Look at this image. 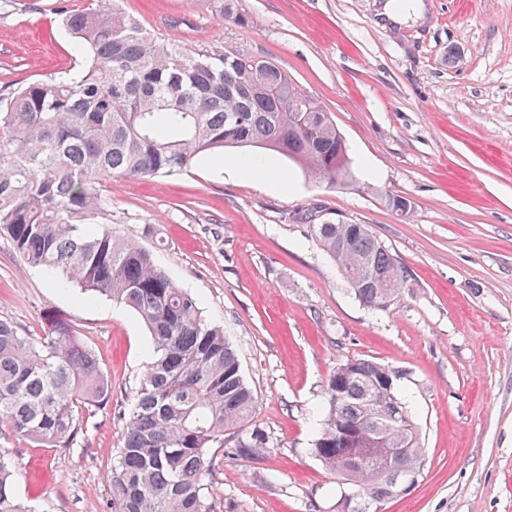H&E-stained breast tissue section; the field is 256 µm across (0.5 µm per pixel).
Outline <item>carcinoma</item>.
<instances>
[{
  "label": "carcinoma",
  "mask_w": 512,
  "mask_h": 512,
  "mask_svg": "<svg viewBox=\"0 0 512 512\" xmlns=\"http://www.w3.org/2000/svg\"><path fill=\"white\" fill-rule=\"evenodd\" d=\"M238 0H207L240 23ZM87 65L36 80L0 100V231L15 253L57 284L106 296L135 311L151 358L124 417L109 476L107 512H223L209 487L210 449L234 436V455L266 445L253 431L257 408L233 344L202 316L152 251L109 229L81 226L104 210L99 187L113 177L168 176L201 154L240 148L262 167L283 156L312 177L345 187V141L329 113L274 64L215 45L165 42L125 14L117 0L62 12ZM355 298L387 308L406 267L367 224H313ZM372 359L340 365L324 389L313 452L352 492L346 512L394 497L401 472L424 467L425 448L408 405L391 415L388 377ZM109 395L96 354L73 327L53 322L38 338L0 319V428L47 448H67ZM342 429L355 431L346 446ZM0 512H38L15 492V464L0 448Z\"/></svg>",
  "instance_id": "carcinoma-1"
}]
</instances>
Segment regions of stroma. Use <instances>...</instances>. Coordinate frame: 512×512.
Returning a JSON list of instances; mask_svg holds the SVG:
<instances>
[{
    "instance_id": "obj_1",
    "label": "stroma",
    "mask_w": 512,
    "mask_h": 512,
    "mask_svg": "<svg viewBox=\"0 0 512 512\" xmlns=\"http://www.w3.org/2000/svg\"><path fill=\"white\" fill-rule=\"evenodd\" d=\"M395 25L382 0H239L240 25L205 0H123L158 37L212 45L285 71L329 113L354 183L288 159L203 156L173 176L115 177L86 233L156 249L172 280L234 343L266 446L212 449L224 512H342L345 485L312 451L329 374L347 360L395 369L426 449L417 483L378 512H512V0H422ZM87 0H0V98L81 58L59 28ZM408 199L401 215L383 195ZM367 224L407 267L382 311L363 307L311 224ZM0 319L29 336L67 321L112 385L70 447L0 431L16 493L42 512H104L123 411L151 355L131 310L55 285L0 234Z\"/></svg>"
}]
</instances>
